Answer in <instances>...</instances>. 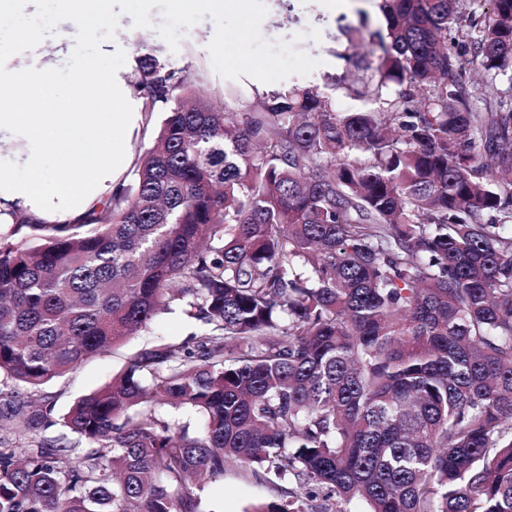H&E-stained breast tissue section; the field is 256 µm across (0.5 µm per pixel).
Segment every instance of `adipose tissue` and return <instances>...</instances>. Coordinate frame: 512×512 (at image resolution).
I'll return each instance as SVG.
<instances>
[{
    "mask_svg": "<svg viewBox=\"0 0 512 512\" xmlns=\"http://www.w3.org/2000/svg\"><path fill=\"white\" fill-rule=\"evenodd\" d=\"M16 52L0 56V136L25 138V177L0 168V209L40 218H81L118 187L128 165L121 130L142 118V102L125 72L86 57L70 87L61 88L24 27Z\"/></svg>",
    "mask_w": 512,
    "mask_h": 512,
    "instance_id": "1",
    "label": "adipose tissue"
}]
</instances>
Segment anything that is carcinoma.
<instances>
[{
	"mask_svg": "<svg viewBox=\"0 0 512 512\" xmlns=\"http://www.w3.org/2000/svg\"><path fill=\"white\" fill-rule=\"evenodd\" d=\"M489 2L381 0L356 112L298 87L217 110L234 87L137 43L164 119L133 183L0 233V375L40 387L173 304L199 332L0 445V512H206L230 461L294 483L245 512H512V99L475 106L461 62H512Z\"/></svg>",
	"mask_w": 512,
	"mask_h": 512,
	"instance_id": "cac0c4a2",
	"label": "carcinoma"
}]
</instances>
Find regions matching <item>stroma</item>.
Instances as JSON below:
<instances>
[{"label": "stroma", "mask_w": 512, "mask_h": 512, "mask_svg": "<svg viewBox=\"0 0 512 512\" xmlns=\"http://www.w3.org/2000/svg\"><path fill=\"white\" fill-rule=\"evenodd\" d=\"M267 14L260 32L264 40L274 43L280 40L294 41L300 50L316 60L317 65L310 74L290 75L273 82V89L297 85L313 87L333 96L339 109L353 112L362 109L363 104L345 95L338 85L349 79L353 68L351 58H364L376 61L370 45L363 41L348 42L344 30L346 26L358 25L361 16H368L371 28L384 23L380 11V0H264ZM150 26L137 27L128 15H121L115 31L116 39L128 48L126 54L102 58L104 67L130 70L134 63L132 53L138 40H146L150 45H163L164 40L157 31L163 21L160 8L150 13ZM319 31V39L309 38V31ZM216 31V23L211 17H204L181 33L177 52L171 53L172 63L179 67H190L191 71L202 72L214 85L224 86L226 79L213 68L208 50ZM193 325L180 312L165 315L148 330L130 337L123 345L103 351L84 362L74 372L54 379L52 382L32 391L16 387L15 383L0 377V404L10 392H18L21 397L32 398L37 407H51L54 414L64 413L73 401L86 393L109 383L118 373L125 358L144 343L152 341L179 342L193 332ZM282 483H265L255 480L240 467H228L224 477L205 485L204 496L210 512H244L256 501L271 502L282 495Z\"/></svg>", "instance_id": "35a3bbf8"}]
</instances>
